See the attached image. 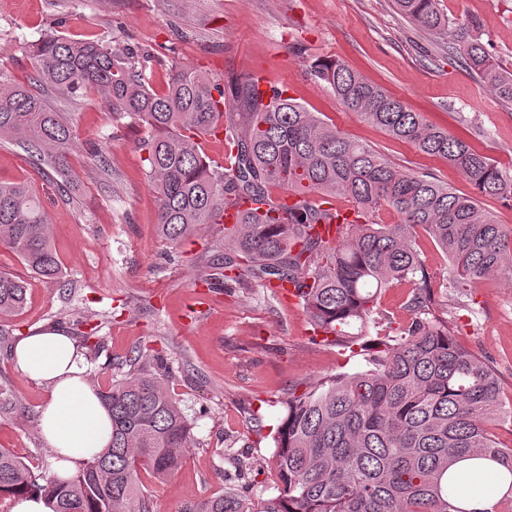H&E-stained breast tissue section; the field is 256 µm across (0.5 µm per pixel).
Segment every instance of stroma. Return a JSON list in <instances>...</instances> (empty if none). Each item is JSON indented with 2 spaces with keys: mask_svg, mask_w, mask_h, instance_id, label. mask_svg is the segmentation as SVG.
I'll list each match as a JSON object with an SVG mask.
<instances>
[{
  "mask_svg": "<svg viewBox=\"0 0 512 512\" xmlns=\"http://www.w3.org/2000/svg\"><path fill=\"white\" fill-rule=\"evenodd\" d=\"M448 33L434 36L399 15L392 0H0V71L35 85L30 45L46 35L101 40L147 56L146 75L158 92L181 64L225 85L265 71L271 84L341 133L370 145L402 170L429 173L460 194L472 187L446 160L420 152L339 105L311 74L335 59L423 113L436 128L467 142L512 175V103L497 98L451 52L459 26L472 25L497 66L512 72V0H438ZM48 106L70 122L68 179L0 141V181L24 182L44 202L61 261V282L32 276L0 246V270L28 279V307L13 318L14 336L34 327H98L105 348L88 363L100 390L140 358L164 357L172 395L193 422L194 444L171 477L141 474L149 512H184L190 504L236 488L237 461L248 469L244 503L256 512L278 482L272 428L291 392L337 372L363 366L361 357L311 343L306 310L251 281L225 287L224 227L208 224L180 243L160 236L157 197L141 141L148 129L113 114L92 93L63 96L47 89ZM101 150L103 163L90 153ZM412 288L382 292L383 320L371 333L407 324ZM434 309L456 341L487 360L512 404V272L470 289L466 299L436 289ZM11 388L28 415L0 418V448L53 476L52 453L38 431L46 386L32 383L0 354Z\"/></svg>",
  "mask_w": 512,
  "mask_h": 512,
  "instance_id": "stroma-1",
  "label": "stroma"
}]
</instances>
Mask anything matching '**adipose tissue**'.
Wrapping results in <instances>:
<instances>
[{"instance_id": "adipose-tissue-1", "label": "adipose tissue", "mask_w": 512, "mask_h": 512, "mask_svg": "<svg viewBox=\"0 0 512 512\" xmlns=\"http://www.w3.org/2000/svg\"><path fill=\"white\" fill-rule=\"evenodd\" d=\"M12 358L23 377L49 390L40 434L54 454L57 480H70L112 437L109 414L86 380L84 356L65 331L45 329L17 339Z\"/></svg>"}]
</instances>
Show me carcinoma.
Segmentation results:
<instances>
[{"label":"carcinoma","instance_id":"1","mask_svg":"<svg viewBox=\"0 0 512 512\" xmlns=\"http://www.w3.org/2000/svg\"><path fill=\"white\" fill-rule=\"evenodd\" d=\"M411 24L439 35L448 21L437 0H393ZM455 51L466 67L512 102V73L497 68L483 44L461 29ZM36 81L73 95L96 91L112 112L150 131L141 143L158 195L160 233L179 241L211 224L224 209L253 205L224 229V285L248 279L293 285L315 330L311 343L359 347L365 365L340 373L300 395L273 436L279 483L261 512H466L458 498L482 491L479 470L448 468L461 459L493 462L509 478L505 512H512V448L489 424L512 419L499 398L495 370L460 347L448 322L432 314L434 284L411 229L422 227L452 262L447 288H474L512 270V232L495 223L472 195L458 194L431 175L401 170L370 146L326 124L286 91H264L254 80L226 93L224 85L182 65L168 89L146 83L137 53L100 41L50 35L30 48ZM316 79L338 102L388 135L455 166L477 194L512 200V176L466 142L428 124L381 87L339 61L313 65ZM224 126L230 167H212L199 139ZM12 137L36 160L63 173L74 139L62 113L35 90L0 75V139ZM280 189L293 197L276 199ZM354 204L355 218L339 241L316 227L332 218L322 199ZM395 210L399 224H378L375 213ZM0 245L34 275L60 278L47 213L24 183L0 182ZM409 283L412 320L395 336H369L382 290ZM29 283L0 271V348L12 351L1 322L21 314ZM98 395L112 418V441L66 483L33 474L0 448V499L42 491L54 512H134L139 471L165 478L193 444L192 423L170 394L164 374L142 368ZM21 406L0 383V416ZM244 484L184 512H245Z\"/></svg>","mask_w":512,"mask_h":512}]
</instances>
